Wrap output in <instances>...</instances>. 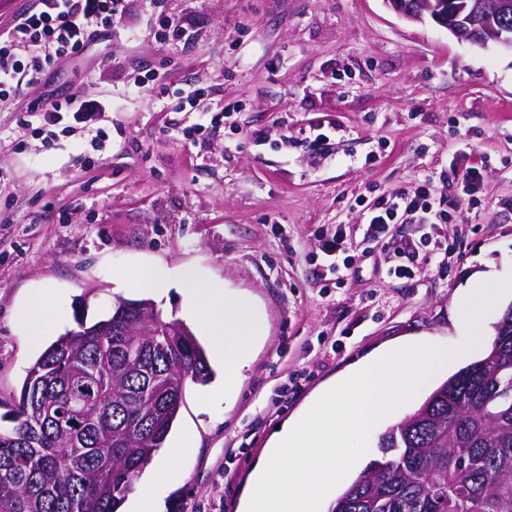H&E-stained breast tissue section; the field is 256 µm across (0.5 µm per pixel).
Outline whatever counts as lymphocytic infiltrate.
Listing matches in <instances>:
<instances>
[{
	"label": "lymphocytic infiltrate",
	"mask_w": 512,
	"mask_h": 512,
	"mask_svg": "<svg viewBox=\"0 0 512 512\" xmlns=\"http://www.w3.org/2000/svg\"><path fill=\"white\" fill-rule=\"evenodd\" d=\"M129 0H35L31 8L0 28V106L24 88L44 81L55 58L82 54L90 42L112 35L114 24L126 15ZM108 105L103 100L69 94L37 104L45 125L68 119L71 130L95 129L94 124ZM97 137L105 130L95 129ZM364 245L382 246L388 251V276L410 279L413 266L406 262L415 254L414 239L400 238L395 227L407 219L419 224H442L446 209L437 205L431 183L421 180L409 190L395 191L362 207Z\"/></svg>",
	"instance_id": "1"
}]
</instances>
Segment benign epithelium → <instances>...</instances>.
<instances>
[{
    "mask_svg": "<svg viewBox=\"0 0 512 512\" xmlns=\"http://www.w3.org/2000/svg\"><path fill=\"white\" fill-rule=\"evenodd\" d=\"M385 7L411 23L427 19L448 29L457 40L484 45L495 41L512 46V34L489 25L493 17L512 14V0H383Z\"/></svg>",
    "mask_w": 512,
    "mask_h": 512,
    "instance_id": "7a95c632",
    "label": "benign epithelium"
}]
</instances>
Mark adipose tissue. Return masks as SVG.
Segmentation results:
<instances>
[{
	"instance_id": "adipose-tissue-1",
	"label": "adipose tissue",
	"mask_w": 512,
	"mask_h": 512,
	"mask_svg": "<svg viewBox=\"0 0 512 512\" xmlns=\"http://www.w3.org/2000/svg\"><path fill=\"white\" fill-rule=\"evenodd\" d=\"M128 287L150 295H163L177 287L184 311L207 341L216 369L217 392H230L239 376L244 357L265 332L262 312L246 296L225 292L213 280L201 279L190 267L177 270L157 263L134 269L126 280ZM57 295L53 289H36L27 306L16 310L14 319L33 345H41L53 334L59 320Z\"/></svg>"
}]
</instances>
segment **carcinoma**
Here are the masks:
<instances>
[{
    "label": "carcinoma",
    "instance_id": "obj_1",
    "mask_svg": "<svg viewBox=\"0 0 512 512\" xmlns=\"http://www.w3.org/2000/svg\"><path fill=\"white\" fill-rule=\"evenodd\" d=\"M148 299L68 331L0 421V512H118L170 434L186 383L213 370L191 330L145 331ZM490 348L378 441L331 512H512V315Z\"/></svg>",
    "mask_w": 512,
    "mask_h": 512
}]
</instances>
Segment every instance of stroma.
I'll return each mask as SVG.
<instances>
[{"mask_svg": "<svg viewBox=\"0 0 512 512\" xmlns=\"http://www.w3.org/2000/svg\"><path fill=\"white\" fill-rule=\"evenodd\" d=\"M174 15L192 41L165 38ZM51 72L109 104L98 122L109 137L97 150L89 131L46 139L29 110L42 85L0 109V402L39 355L13 322L34 288L57 290L59 335L135 298L127 272L155 262L193 267L266 317L234 396L187 385L164 443L185 449L162 512H242L274 436L330 384L409 339L463 346L400 405L404 419L486 351L512 307L500 296L465 349L471 282L512 276L511 47L459 42L382 0H131L111 39ZM138 74L150 81L135 92ZM190 88L204 91L196 110L177 111ZM478 164L487 175L472 192L463 175ZM425 176L450 208L444 224L397 225L429 238L415 277H388L378 247L324 287L326 233L346 224L361 240L358 200ZM435 240L451 247L442 267L429 261Z\"/></svg>", "mask_w": 512, "mask_h": 512, "instance_id": "1", "label": "stroma"}]
</instances>
